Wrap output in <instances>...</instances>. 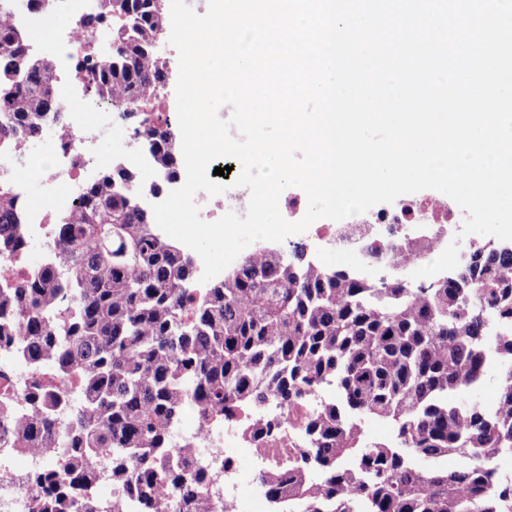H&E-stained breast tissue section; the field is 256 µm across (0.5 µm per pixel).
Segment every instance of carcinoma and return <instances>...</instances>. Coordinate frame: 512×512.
<instances>
[{"label":"carcinoma","instance_id":"carcinoma-1","mask_svg":"<svg viewBox=\"0 0 512 512\" xmlns=\"http://www.w3.org/2000/svg\"><path fill=\"white\" fill-rule=\"evenodd\" d=\"M112 25V46L75 59L86 95L130 106L155 179L181 176L171 124L147 112L167 72L156 52L167 15L156 0H97L79 28ZM54 63L29 52L25 31L0 20V146L31 140L59 119ZM122 162L91 180L32 275L0 288V346L61 386L32 380V413L0 421V448L61 461L30 479L33 512H96L76 489L108 467L112 512L123 495L140 512H232L207 497L196 446L171 443L182 411L274 441L268 402L295 417L300 444L288 466L260 475L272 512H512V249L473 240L446 281L422 288L329 268L266 247L209 288H190L195 257L164 237ZM21 206L0 186V258L23 257ZM403 253L374 241L399 266L428 256L424 239ZM501 368L494 404L458 401ZM370 419L391 437L365 435ZM450 454L465 461L449 470Z\"/></svg>","mask_w":512,"mask_h":512}]
</instances>
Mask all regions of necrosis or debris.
Listing matches in <instances>:
<instances>
[{"label":"necrosis or debris","instance_id":"4bbe7bcc","mask_svg":"<svg viewBox=\"0 0 512 512\" xmlns=\"http://www.w3.org/2000/svg\"><path fill=\"white\" fill-rule=\"evenodd\" d=\"M70 27L55 37L59 51L55 57L60 72L72 69L76 54L101 43L103 32L86 33L78 21L88 0H65ZM55 95L64 117L63 134L57 135L53 156H39L24 141L0 150V183L25 191L30 178H38L45 198L43 206H25L24 231L28 241L46 242L52 224L61 214L70 212L78 203L88 174L100 171L102 146L112 144L117 159L133 166L139 184L150 183L154 173L141 155L139 139L117 126L111 105L96 100L84 111H76L73 89L57 83ZM467 213L448 196L418 200L402 197L385 207H373L335 222L321 218L313 222L308 232L336 251L353 257L358 268L372 272L383 265V258L368 256L366 242L370 237L396 243L412 237L418 225L427 224L433 230V255H440L454 239V229L464 223ZM33 377L25 363L13 350L0 347V412L24 413V399ZM177 442L196 444L202 461L215 462L208 493L216 502H231L234 512H268L265 493L251 480H245V470L258 466L287 464L293 453L291 438L282 437L265 446L247 441L231 428L205 426L190 411L184 412L176 437ZM52 463L48 456L28 450L0 448V512H32V498L23 492L19 479L37 474Z\"/></svg>","mask_w":512,"mask_h":512}]
</instances>
